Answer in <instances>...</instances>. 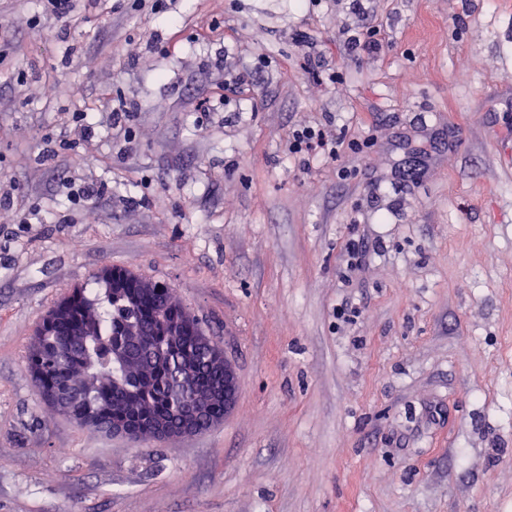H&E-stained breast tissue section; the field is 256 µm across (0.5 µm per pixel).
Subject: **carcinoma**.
<instances>
[{
  "mask_svg": "<svg viewBox=\"0 0 512 512\" xmlns=\"http://www.w3.org/2000/svg\"><path fill=\"white\" fill-rule=\"evenodd\" d=\"M101 288L90 295L74 289L39 324L27 355V369L42 399L55 409L64 396L63 415L80 425L98 421L103 432L123 425L165 421L182 428L191 420L207 430L224 420V401L214 397L224 380V353L205 335L170 288L121 267H107ZM124 344L130 359L113 354ZM195 375L181 416L173 417L183 362ZM207 398L203 414L192 399Z\"/></svg>",
  "mask_w": 512,
  "mask_h": 512,
  "instance_id": "cac0c4a2",
  "label": "carcinoma"
}]
</instances>
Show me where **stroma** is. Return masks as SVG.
<instances>
[{"label": "stroma", "mask_w": 512, "mask_h": 512, "mask_svg": "<svg viewBox=\"0 0 512 512\" xmlns=\"http://www.w3.org/2000/svg\"><path fill=\"white\" fill-rule=\"evenodd\" d=\"M365 7L105 0L64 35L0 0V512H512V0ZM370 28L379 53L345 50ZM129 101L131 136L45 155ZM329 119L370 147L289 157ZM73 180L104 194L72 206ZM355 237L375 254L344 284ZM107 265L223 349L221 423L132 440L44 404L35 331Z\"/></svg>", "instance_id": "1"}]
</instances>
